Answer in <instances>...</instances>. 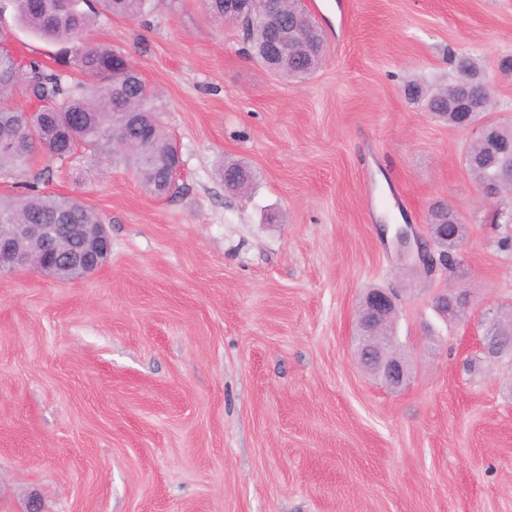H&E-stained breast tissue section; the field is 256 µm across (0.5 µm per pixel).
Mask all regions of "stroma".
<instances>
[{"instance_id": "stroma-1", "label": "stroma", "mask_w": 512, "mask_h": 512, "mask_svg": "<svg viewBox=\"0 0 512 512\" xmlns=\"http://www.w3.org/2000/svg\"><path fill=\"white\" fill-rule=\"evenodd\" d=\"M324 34L304 81L253 60L203 0L99 19L179 145L178 193L145 191L120 158H38L42 190L92 207L112 242L92 275L0 276V512H512V356L482 323L512 305V198L464 154L479 130L405 94L480 60L482 122L512 124V0H304ZM19 57L56 49L0 14ZM254 172L245 193L224 164ZM467 224L452 267L401 262L388 213L430 243L431 208ZM371 287L400 295L411 364L398 390L351 339ZM471 288L464 322L432 302Z\"/></svg>"}]
</instances>
